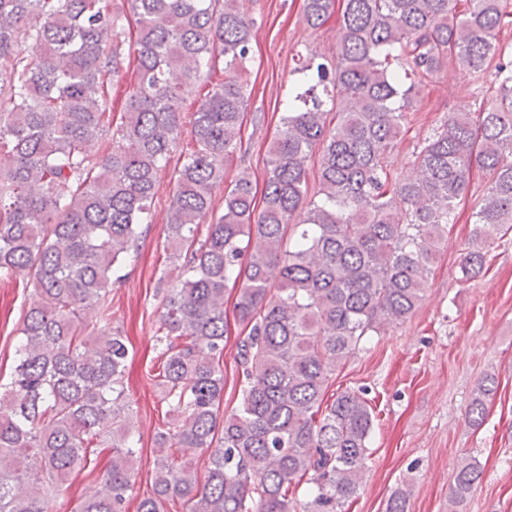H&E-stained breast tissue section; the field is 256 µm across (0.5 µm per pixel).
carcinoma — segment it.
I'll return each mask as SVG.
<instances>
[{
    "label": "carcinoma",
    "mask_w": 512,
    "mask_h": 512,
    "mask_svg": "<svg viewBox=\"0 0 512 512\" xmlns=\"http://www.w3.org/2000/svg\"><path fill=\"white\" fill-rule=\"evenodd\" d=\"M126 2L0 0V280L27 272L36 293L0 386V512H53L56 492L105 452L101 488L71 512H126L138 438L128 347L106 301L151 224L157 173L182 136L183 86L220 65L224 79L194 112L173 173L167 243L180 275L157 283L153 374L169 417L157 439L173 452L154 460L138 512L175 499L184 512H346L373 411L363 389L326 400L329 380L367 337L414 312L473 166L488 188L470 215L461 279L479 277L512 229V0H303L311 29L341 4L336 55L299 59L306 89L288 98L269 143L261 203L243 168L221 211L213 192L242 150L258 20L245 0ZM130 61L135 80L116 118L112 81ZM453 67L471 75L475 100L417 139L402 176L388 155L421 87ZM231 286L246 335L238 404L226 412ZM496 388L486 376L469 425L483 422ZM198 452L209 453L203 482ZM306 477L299 502L291 494ZM481 477L464 459L451 499Z\"/></svg>",
    "instance_id": "obj_1"
}]
</instances>
